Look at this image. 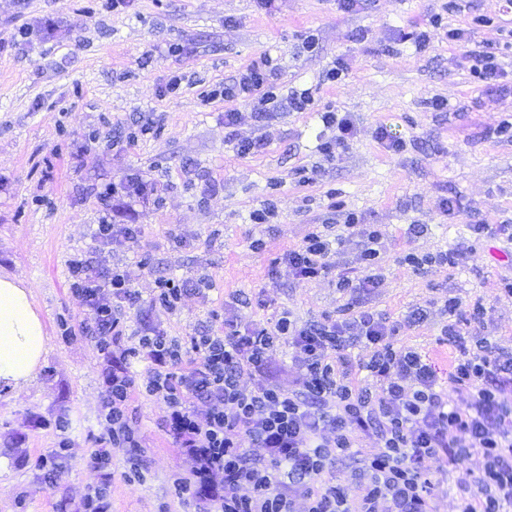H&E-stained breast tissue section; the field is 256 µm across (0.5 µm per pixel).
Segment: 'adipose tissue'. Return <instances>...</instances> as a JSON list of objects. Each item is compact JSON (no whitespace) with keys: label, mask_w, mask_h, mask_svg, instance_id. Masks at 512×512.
<instances>
[{"label":"adipose tissue","mask_w":512,"mask_h":512,"mask_svg":"<svg viewBox=\"0 0 512 512\" xmlns=\"http://www.w3.org/2000/svg\"><path fill=\"white\" fill-rule=\"evenodd\" d=\"M46 351L30 289L19 277L0 275V386L11 390L28 384Z\"/></svg>","instance_id":"obj_1"}]
</instances>
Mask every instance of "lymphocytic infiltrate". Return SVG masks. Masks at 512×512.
<instances>
[{"mask_svg": "<svg viewBox=\"0 0 512 512\" xmlns=\"http://www.w3.org/2000/svg\"><path fill=\"white\" fill-rule=\"evenodd\" d=\"M461 0H446L426 17L419 33L398 32L397 42L424 49L431 30L448 41L466 42L467 28H448L444 13L463 12ZM470 71L487 88L512 91V69L493 47L472 53ZM278 69L268 55L248 64L239 79L215 89L228 101L224 125L238 124L231 102L255 99L252 117L264 124L271 103L285 112H305L309 91L278 97ZM333 132L319 152L337 158L355 135L349 115L319 113ZM148 185L134 178L104 185L95 195L99 213L92 244L70 255L71 292L81 299L83 324L105 364L106 393L100 417L105 440L126 451L124 463L143 479L140 433L129 413L132 397L162 409L167 435L194 460L188 476L174 480L175 496L196 501L200 512H437L443 491L454 492L457 512H512V351L470 327L482 323V300L463 304L445 298L446 319L436 344L447 370L430 355L400 344V322L347 301L340 317L298 322L289 310L271 321H241L234 303L224 306L220 329L183 338L168 334L162 315L177 312L185 297L204 296L187 281L159 278L142 298L125 270L104 266L112 244H138L141 227L123 223ZM364 244L366 273H333L335 246L354 236ZM383 232L361 228L346 213L343 231L330 235L313 225L301 243L277 257L296 282L335 274L339 291H372ZM144 308L136 328L129 310ZM357 357H350L351 348ZM287 349L288 361L275 356ZM144 370L134 374L132 366ZM484 460L480 476L465 465Z\"/></svg>", "mask_w": 512, "mask_h": 512, "instance_id": "obj_1", "label": "lymphocytic infiltrate"}]
</instances>
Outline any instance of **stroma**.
I'll return each mask as SVG.
<instances>
[{
    "instance_id": "35a3bbf8",
    "label": "stroma",
    "mask_w": 512,
    "mask_h": 512,
    "mask_svg": "<svg viewBox=\"0 0 512 512\" xmlns=\"http://www.w3.org/2000/svg\"><path fill=\"white\" fill-rule=\"evenodd\" d=\"M443 2L364 0L348 14L336 0H278L273 13L258 0H127L115 10L106 0H0V274L28 283L47 336L35 379L19 392L0 387V512H82L84 494L101 480L90 454L106 446L104 364L82 333L86 315L69 288L67 260L91 242L97 190L133 174L157 186L163 203L137 205L138 247L113 245L105 264L125 266L145 297L159 277L213 285L207 298L190 296L165 317L171 335L206 330L236 290L244 321L284 307L303 322L336 314L344 297L333 276L298 284L273 267L310 225L338 223L329 207L336 199L384 234L381 282L365 302L401 322L400 343L435 349L438 300L451 294L482 297L488 315L477 335L512 349V296L501 290L512 268L502 246L474 244L469 231L512 220V140L486 134L512 120V98L478 85L465 60L489 44L512 62L504 34L512 14L502 0H470V10L449 21L466 27L472 16L487 17L471 41L434 38L421 51L395 44L396 30L417 31ZM172 44L182 46L180 56L168 55ZM264 52L279 67L283 92L310 90L314 109L281 112L261 126L252 103L240 102L241 120L227 131L224 103L210 92ZM340 58L351 65L348 76L324 81ZM174 74L182 84L169 94ZM435 96L447 100V111L431 109ZM327 107L349 113L356 127L332 163L317 151L323 126L315 113ZM145 122L157 133L126 145L128 131ZM382 125L404 140L403 151L380 147ZM251 138L264 148L238 156L235 141ZM303 166L313 172L305 184L293 175ZM445 197L457 204L449 216L438 208ZM269 198L277 202L271 223H251L250 211ZM412 224L424 232L408 235ZM259 237L267 248L256 253L249 242ZM451 246L463 250L451 270L399 261ZM260 291L271 308L256 307ZM417 312L423 320L410 323ZM131 412L148 475L125 480V451L111 450L112 512H158L163 504L198 512L169 496L193 462L167 436L161 411L136 398ZM63 439L71 447L60 462Z\"/></svg>"
}]
</instances>
